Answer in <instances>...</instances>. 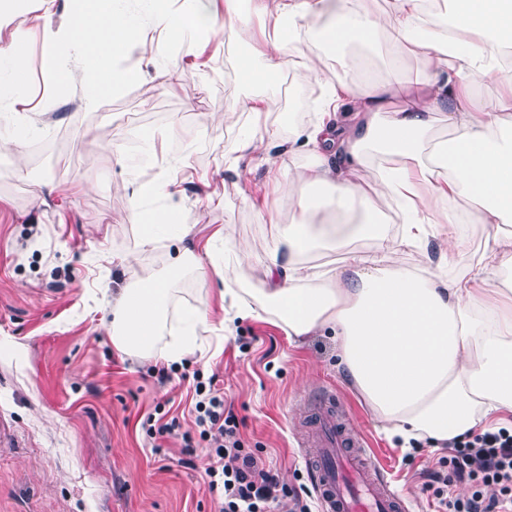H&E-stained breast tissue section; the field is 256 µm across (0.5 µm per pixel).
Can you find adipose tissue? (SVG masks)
Returning <instances> with one entry per match:
<instances>
[{"label": "adipose tissue", "mask_w": 512, "mask_h": 512, "mask_svg": "<svg viewBox=\"0 0 512 512\" xmlns=\"http://www.w3.org/2000/svg\"><path fill=\"white\" fill-rule=\"evenodd\" d=\"M18 0H0V112L28 110L27 28L13 25ZM92 0L74 7L44 35L54 63V88L68 93L65 62L83 63L86 101L135 80L119 61L140 42L146 65L161 46L193 50L229 29L247 47L238 67L250 84L285 73L301 83L324 79L314 120L285 140L253 128L238 141L227 169L248 183L251 162L294 206L290 223L275 227L261 259L265 297L247 314L276 312L297 340L332 333L336 368L372 410L382 432L401 447H447L476 428L499 429L512 414V289L496 285L512 272V78L499 80L500 38L512 36V0H449L451 24L439 27L425 0H148L155 36L118 7ZM261 17L255 30L253 17ZM384 45L392 60L422 62L420 74L397 82L373 72V61L350 54L349 42ZM262 67H255L254 59ZM335 74H328V66ZM493 81L486 97L474 85ZM447 129L440 141L439 129ZM304 164H295L297 155ZM392 203V215L383 206ZM490 225L483 251L457 272L467 249L462 217ZM320 232L341 250L330 269L308 264L304 253ZM371 241L373 253L351 248ZM438 253H430V240ZM403 249L418 252L410 268ZM169 302L165 281L135 276L112 306V342L149 356Z\"/></svg>", "instance_id": "obj_1"}]
</instances>
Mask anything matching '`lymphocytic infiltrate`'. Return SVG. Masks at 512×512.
<instances>
[{
	"label": "lymphocytic infiltrate",
	"mask_w": 512,
	"mask_h": 512,
	"mask_svg": "<svg viewBox=\"0 0 512 512\" xmlns=\"http://www.w3.org/2000/svg\"><path fill=\"white\" fill-rule=\"evenodd\" d=\"M195 394L198 436L179 433L177 421L155 420L146 430L154 451H161L176 434L183 440L182 455L190 458L198 443H205V474L210 491L221 496L220 512H266L272 502L280 512H310L299 495L279 487L260 457L245 450L238 419L223 392L199 382ZM449 449L441 470L431 472L425 484L444 512H512V432L502 428L474 433L451 441ZM457 481L472 485L470 497H445V487Z\"/></svg>",
	"instance_id": "lymphocytic-infiltrate-1"
}]
</instances>
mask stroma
<instances>
[{"label":"stroma","instance_id":"35a3bbf8","mask_svg":"<svg viewBox=\"0 0 512 512\" xmlns=\"http://www.w3.org/2000/svg\"><path fill=\"white\" fill-rule=\"evenodd\" d=\"M14 22L32 31L31 82L44 106L29 113L25 137L0 119V512H217L203 461L183 464L178 436L153 451L140 427L161 404L193 429L195 383L211 379L234 408L246 451L310 506L318 501L297 442L332 393L413 512H435L422 485L439 452H405L379 432L336 370L335 339L297 342L281 320L239 317L220 295L226 285L244 297L261 285L259 272L243 275L234 264L235 253L261 257L272 245L274 229L257 211L288 220L289 202L267 182L265 167L246 185L224 169L255 122L242 104L265 97L268 130L283 139L312 118L317 83L307 84L306 104L293 114L280 84L225 81V67L246 52L227 31L210 41L204 65L175 83L163 66L144 67L140 47L131 46L121 64L138 79L92 108L83 104L82 67L71 63L72 92L53 102L36 0H23ZM229 101L238 111H226ZM116 146L122 159L112 155ZM170 178L182 189L172 198L154 187ZM43 181L55 190L39 203ZM138 187L144 193L135 209L130 194ZM137 209L177 212L157 247L141 253L134 250ZM180 223L192 227L185 247L225 264V282L201 280L189 268L171 272L169 239ZM138 271L165 280L170 292L153 359L117 349L110 337L112 296ZM196 307L206 318L195 352L162 361L183 334L184 314Z\"/></svg>","mask_w":512,"mask_h":512}]
</instances>
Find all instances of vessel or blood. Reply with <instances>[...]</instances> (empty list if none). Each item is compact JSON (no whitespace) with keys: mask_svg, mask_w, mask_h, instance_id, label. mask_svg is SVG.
<instances>
[{"mask_svg":"<svg viewBox=\"0 0 512 512\" xmlns=\"http://www.w3.org/2000/svg\"><path fill=\"white\" fill-rule=\"evenodd\" d=\"M301 445L313 451L322 512H405L406 502L371 457L365 436L337 414L334 397L316 412Z\"/></svg>","mask_w":512,"mask_h":512,"instance_id":"obj_1","label":"vessel or blood"}]
</instances>
